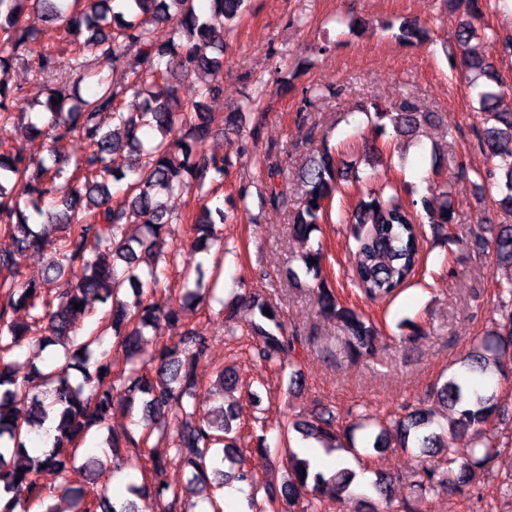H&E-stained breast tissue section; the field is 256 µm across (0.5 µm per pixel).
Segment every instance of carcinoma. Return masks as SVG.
I'll use <instances>...</instances> for the list:
<instances>
[{"label":"carcinoma","instance_id":"obj_1","mask_svg":"<svg viewBox=\"0 0 512 512\" xmlns=\"http://www.w3.org/2000/svg\"><path fill=\"white\" fill-rule=\"evenodd\" d=\"M209 16L198 13L194 0H83L82 9L66 14L55 0H0V123L14 118L20 88L6 78L14 57L32 51L38 31L20 25L29 5L42 9L48 22L60 23L70 45L66 60L51 48L42 47L32 59V71L40 76L57 72L78 76L72 92L49 89L43 107V122L29 125L30 132L46 140L47 155L24 157L0 145V353L8 354L29 340L38 344H60L66 361L47 364L40 370L18 374V362L0 368V512H53L48 500L59 493L71 504V512H144L134 502L112 503L102 481L110 468L98 462V473L88 483H63L52 491L39 483L49 471L63 475L76 468L78 447L90 435L111 430L116 407L132 411L142 403L156 424H174L169 436L173 455L159 457L145 448L148 436L126 433L109 435L105 444L116 457L132 448L140 468L149 476L156 496L166 499L165 512H194L197 501L207 503L210 512H224L223 490L227 475L254 486L251 472L237 466L238 416L231 408L207 421L195 419L201 400L209 394L197 374L198 364L209 347L205 336L181 323L180 312L189 304H204L202 263L196 278L190 269L181 273L178 307L161 310L149 302L148 293L162 284L157 275L159 262L177 264V252L164 250L167 226L173 216L164 198L173 195L185 178L204 183L223 179L232 162L208 155L204 145L216 132L214 120L200 111V103H183L178 97L180 77L222 67L224 24L234 23L246 10L248 0H208ZM462 10L455 34L458 63L466 85L477 98L486 122L479 136V148L493 163L499 178L481 185L495 187V204L512 214V109H500L512 89L504 84L492 59L471 47L476 22L483 16L481 0H451ZM164 23L173 35L158 44L151 26ZM426 36L415 23L399 27L397 39L412 43ZM90 80L89 92L81 94L80 82ZM140 99L138 111L126 112L127 94ZM57 103H52V100ZM376 134L415 140L431 114L404 103L395 111L373 105ZM110 114L111 126L102 116ZM160 133L156 140L143 137L145 129ZM68 140L82 144L81 152L66 157L60 145ZM127 158L123 169L111 166V159ZM279 171L268 168V182L259 193L273 206L285 202L275 182ZM305 192L294 210L290 232L307 239L333 207L344 184L364 180L357 165L343 168L335 151L306 161L300 171ZM402 189L384 181L357 204L352 235L358 243V260L353 272L358 290L369 300L392 298L419 265L422 251L421 225H431L443 235L455 223V210L448 186L437 188L436 196H423L407 204ZM224 223V210L204 202L190 225L193 245L206 251L216 242L214 224ZM138 225L141 233L127 234ZM487 225L474 232L475 245L492 246L497 283V317L483 336L473 337L470 357L461 370L434 388L446 414L413 407L388 428L366 417L344 432L334 419L323 413L308 419H285L279 425L284 447L261 449L281 465L288 477L280 485L263 487L264 512H316L322 497L353 496L356 472L348 467L330 475L312 471L309 459L289 445V434L314 440L324 453L351 454L353 432L370 431L372 446L364 450L382 453L393 444L409 446L423 453L444 454L447 462L459 464L436 472L424 469L412 485L419 491L446 487L463 493L498 456L505 442L487 435L484 426L501 410L497 390L469 395L463 377L469 373H497L503 377L512 368V224L498 225L488 238ZM53 248L47 258L48 274L41 282L21 278V265L30 251H40L46 242ZM314 263H309V259ZM320 250L304 253L301 271L313 275L311 285L319 313L341 323L351 359L377 354L384 336L380 329L356 308L343 303L321 277ZM299 271V272H301ZM299 272L291 270L294 280ZM79 308H74V305ZM269 309L271 315L264 314ZM27 311L29 321L17 322L10 314ZM249 314L247 323L255 357L269 364L280 353L294 348L298 337L287 334L278 309L267 300L240 296L227 310V318L240 310ZM99 315L96 327L80 337L76 319ZM181 330L178 343L164 344L151 362L130 368L112 366L103 349L112 336L125 349L135 351L146 331L158 334L161 326ZM239 382L233 368L220 369L214 386L233 390ZM124 397L114 399L115 386ZM52 420L53 446L40 456L29 455L25 444L28 428ZM467 437L465 448L457 441ZM179 462L188 470L185 487L166 481L167 465ZM28 489L24 501L13 495L17 484ZM393 476L378 473L372 487L382 502H389Z\"/></svg>","mask_w":512,"mask_h":512}]
</instances>
